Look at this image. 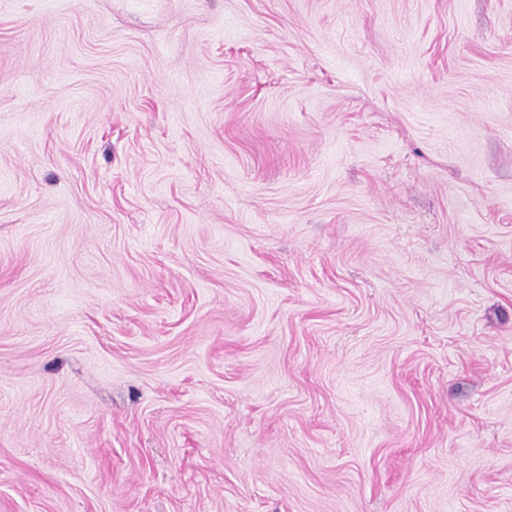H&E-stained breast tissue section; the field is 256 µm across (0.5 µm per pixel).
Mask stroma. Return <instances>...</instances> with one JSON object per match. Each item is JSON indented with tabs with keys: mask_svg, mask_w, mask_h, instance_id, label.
Returning <instances> with one entry per match:
<instances>
[{
	"mask_svg": "<svg viewBox=\"0 0 512 512\" xmlns=\"http://www.w3.org/2000/svg\"><path fill=\"white\" fill-rule=\"evenodd\" d=\"M0 512H512V0H0Z\"/></svg>",
	"mask_w": 512,
	"mask_h": 512,
	"instance_id": "stroma-1",
	"label": "stroma"
}]
</instances>
